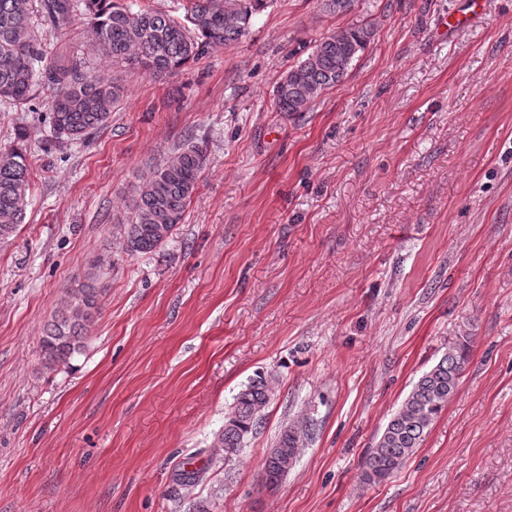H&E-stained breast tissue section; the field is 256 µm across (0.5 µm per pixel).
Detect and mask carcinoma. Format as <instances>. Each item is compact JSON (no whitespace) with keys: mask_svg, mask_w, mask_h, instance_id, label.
Instances as JSON below:
<instances>
[{"mask_svg":"<svg viewBox=\"0 0 512 512\" xmlns=\"http://www.w3.org/2000/svg\"><path fill=\"white\" fill-rule=\"evenodd\" d=\"M272 3L178 0L181 14L173 15L150 8L135 10L117 0H0V106L26 104L37 88L50 89L54 91L48 102L52 137L77 142L104 125L123 97V86L116 79L91 72L81 59L64 51L47 56L33 21L37 11L61 30L83 19L102 58L167 77L190 61L238 42L248 33L253 17ZM373 36L372 25L361 23L322 38L277 82L273 92L276 110L289 114L309 111L313 102L346 79ZM27 135L26 126L19 125L15 143L0 147V243L8 242L25 220L30 169L19 143ZM206 160V149L190 141L150 171L139 186L134 216L126 225L123 246L127 252L151 253L173 236ZM98 305L99 289L92 275L81 287L67 290L42 339L47 367L65 364L80 351ZM471 342L468 335L456 337L448 351L415 382L367 457L364 482L388 479L421 446L458 390ZM274 384V377L260 374L237 394L212 447L223 449L232 458L237 456L244 438L261 427ZM311 431L308 423L301 422L280 433L263 463L267 484L275 485L288 474L299 446Z\"/></svg>","mask_w":512,"mask_h":512,"instance_id":"obj_1","label":"carcinoma"}]
</instances>
